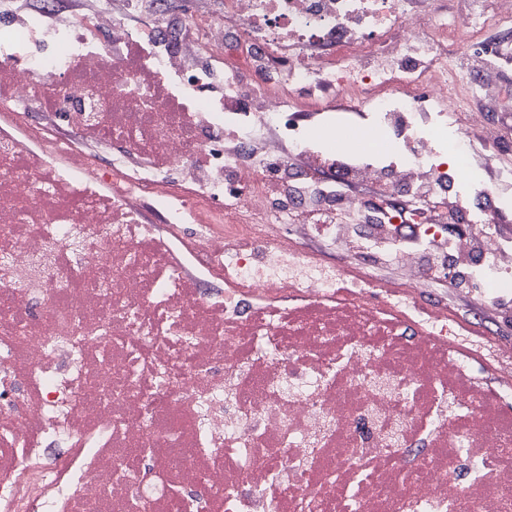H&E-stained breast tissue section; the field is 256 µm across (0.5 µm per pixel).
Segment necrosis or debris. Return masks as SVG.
I'll return each instance as SVG.
<instances>
[{"instance_id": "4bbe7bcc", "label": "necrosis or debris", "mask_w": 512, "mask_h": 512, "mask_svg": "<svg viewBox=\"0 0 512 512\" xmlns=\"http://www.w3.org/2000/svg\"><path fill=\"white\" fill-rule=\"evenodd\" d=\"M181 2L0 12V512H512V0ZM511 65L505 71H498V68L501 65V60L498 59L494 66L489 68V71L497 72L498 77H493L489 81L495 91L496 94L493 97L495 100L494 112L497 114L504 123L511 125V137L510 140L504 145V150L510 152L512 154V93L510 96H505L502 94V91L505 89L512 90V53H511ZM433 294L440 298H446L455 310L464 318L471 317L470 296L453 288H433Z\"/></svg>"}]
</instances>
